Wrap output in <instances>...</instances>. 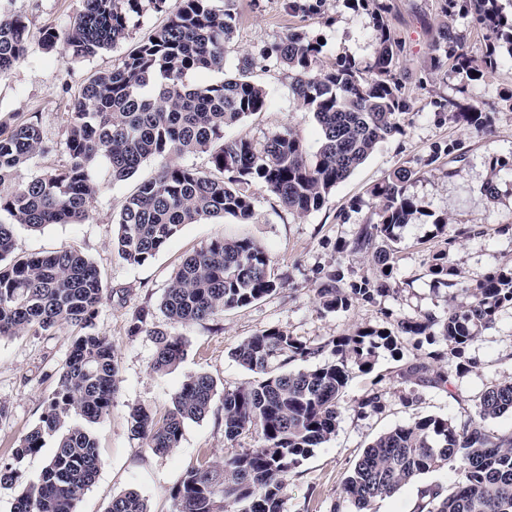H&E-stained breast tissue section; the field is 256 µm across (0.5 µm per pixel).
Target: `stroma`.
Wrapping results in <instances>:
<instances>
[{
    "label": "stroma",
    "mask_w": 512,
    "mask_h": 512,
    "mask_svg": "<svg viewBox=\"0 0 512 512\" xmlns=\"http://www.w3.org/2000/svg\"><path fill=\"white\" fill-rule=\"evenodd\" d=\"M288 2L232 0L236 28L223 72H194L187 80L193 84L220 80L222 74L235 72L241 57H252L251 78L266 91L268 106L226 129V138L260 142L272 132L288 129L313 151L320 144L321 129L312 113L299 110L290 88V71L266 57V50L295 27L321 41V67L348 60L362 69L374 60L380 30L371 0H319L315 12L298 14ZM384 2L391 27L404 45L397 67L409 103L401 116L403 132L380 143L336 186L321 209L298 215L274 195L258 190L249 220L228 216L186 224L153 259L141 265L123 261L112 249V237L126 198L140 183L153 178L162 162L207 169V154L196 153L147 160L131 178L118 182L112 181L106 166H99L97 191L83 223L50 224L36 230L13 224V258L74 247L95 263L104 283L95 330L112 343L117 387L110 414L93 426L102 464L76 512H105L112 497L127 490L137 491L150 512H173L171 493L191 467L204 459L219 462L241 449L260 446L255 434L225 439L218 398L206 417L185 423L179 447L164 455L153 453L145 439L134 436L129 423V410L135 405L159 416L166 414L175 392L191 374H209L221 391L254 383L256 374L232 356L248 336L277 327L318 344L356 335L364 328L391 329L409 316L429 314L441 319L449 309L467 305L461 284L512 268V55L500 50L495 72L477 81L462 78L450 60L436 58V48L443 43L441 29L452 28L463 37L474 58H482L486 47L459 7L450 0ZM83 7V0H0V16L23 20L27 46L24 56L0 76V121L12 126L38 119L49 145L47 153L19 170L16 181L66 164L68 114L87 79L110 70L167 18L163 12L144 11L126 42L90 58L68 59L60 50L45 49V31H64ZM449 99L486 113L487 128L457 120L445 105ZM452 141L461 144L460 156L454 161L442 153ZM403 166L420 171L419 178L407 183L406 192L417 199L424 214L398 230L393 292L354 301L346 309H325L316 290L327 274H336L344 289L374 278L371 254L355 251L353 243L373 213L371 188ZM490 182L498 187L497 198L484 191ZM436 215L447 217V235L437 234L432 222ZM470 224L484 225L485 233L467 234L465 228ZM448 235L454 237L453 245H445ZM221 237L249 238L261 244L284 285L248 306L224 309L204 322L173 326V333L187 341L186 355L175 369L154 372L155 346L150 336L130 334L129 325L142 308L150 309L153 322L164 323L160 303L182 261ZM444 248L450 251L455 272L451 287L428 273L432 254ZM74 335V329L63 328L0 337V403L6 407L5 416L0 417V461L11 460L14 448L38 422L58 385ZM399 346L396 352L378 350L370 373L352 371L341 398L336 433L290 475L284 512H331L344 478L371 439L425 416H448L459 407H473L489 386L512 379V308H503L494 324L466 347L463 358L469 367L453 377L449 390L429 383L406 384L399 375L407 363L446 350L441 337L419 343L403 336ZM373 387L382 393L381 409H359V400ZM54 450V440H46L38 453L17 463L18 480L0 486V512H11L23 486L38 479ZM454 480L453 470L446 466L422 475L378 502L376 512H413L422 487H447Z\"/></svg>",
    "instance_id": "1"
}]
</instances>
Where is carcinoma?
<instances>
[{
	"label": "carcinoma",
	"instance_id": "1",
	"mask_svg": "<svg viewBox=\"0 0 512 512\" xmlns=\"http://www.w3.org/2000/svg\"><path fill=\"white\" fill-rule=\"evenodd\" d=\"M171 0H84V10L63 32L44 33L46 46H60L74 59L88 58L130 37L132 20L150 8L168 10ZM215 0H176L167 23L132 48L112 70L88 79L75 98L67 128V165L35 176L0 195V211L14 224L39 229L47 224H80L96 192L93 173L108 161L112 180L132 177L152 158L208 154L209 169L165 164L131 195L118 219L114 249L123 260L141 265L165 248L184 224L253 214V189L275 195L289 211L305 215L319 209L336 185L361 165L382 141L402 132L406 108L395 67L402 44L378 15L381 38L367 70L339 61L319 65L320 45L306 33L290 29L273 52L292 74L291 90L300 107L313 113L321 128L319 150L311 155L290 131H275L264 142L225 139V129L263 111L267 97L250 79L251 58L239 59L236 73L205 85H190L193 72L224 71V56L233 37V15ZM475 30L485 34L481 63L466 53L454 54V69L470 80L498 65L497 47L512 52V18L498 0H461ZM25 25L19 17L0 18V74L25 51ZM47 151L38 121L11 128L0 122V181ZM419 170L396 169L373 187L377 221L368 222L354 242L357 251H372L380 268L377 281L363 280L344 291L336 275L317 289L323 306L345 309L354 300L390 292L395 229L420 212L406 183ZM14 249L13 224L0 223V336L31 330H78L57 388L39 422L14 448L13 460L57 438L53 455L38 479L28 484L11 512H75L76 502L94 483L101 466L93 425L110 413L117 386L112 343L94 331L102 304L99 269L75 248L50 255L8 261ZM430 275L453 274L450 252L432 256ZM283 283L270 273L264 247L248 238L215 240L186 257L164 295L160 310L170 324L203 322L226 308L245 307ZM470 298L450 309L444 320L429 315L403 318L396 329L365 328L322 344H308L279 328L262 330L234 350L235 360L261 375L257 382L224 392V437L236 440L255 431L263 441L222 462L204 461L187 472L171 497L174 512H283L285 490L293 470L314 448L336 432L340 398L349 379V363L371 370L376 350L398 349L401 336H440L448 351L431 359L460 370L464 349L491 326L499 311L512 307V269H503L463 288ZM142 309L131 326L155 345L153 370L165 373L186 353L187 341L160 324H149ZM329 353L331 361L288 371L295 360ZM447 386L450 377L425 363L407 365L402 378ZM216 381L206 373L189 375L173 397L172 409L156 418L145 408L130 410L132 430L149 449L165 454L179 447L187 421L211 410ZM512 414V381L488 387L473 408L448 416H426L379 435L364 449L346 476L342 496L332 512L348 501L356 512L373 506L418 477L448 465L456 475L451 488L420 490L413 512H512V432L500 434L486 421ZM106 512H148L145 500L129 490L112 497Z\"/></svg>",
	"mask_w": 512,
	"mask_h": 512
}]
</instances>
